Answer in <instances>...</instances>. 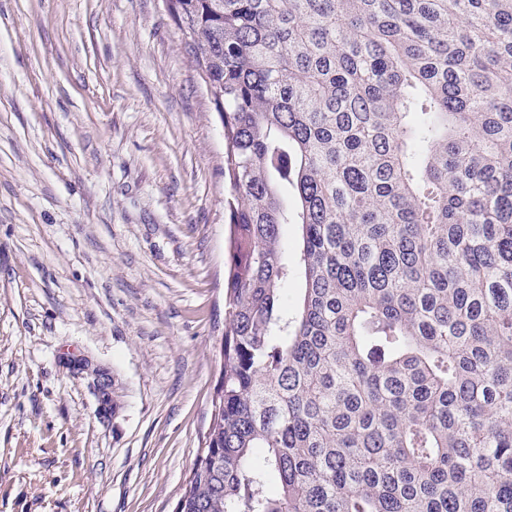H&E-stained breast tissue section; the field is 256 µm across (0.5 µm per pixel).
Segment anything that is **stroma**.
<instances>
[{
	"mask_svg": "<svg viewBox=\"0 0 512 512\" xmlns=\"http://www.w3.org/2000/svg\"><path fill=\"white\" fill-rule=\"evenodd\" d=\"M224 195L166 0H0V512H173L222 365Z\"/></svg>",
	"mask_w": 512,
	"mask_h": 512,
	"instance_id": "1",
	"label": "stroma"
}]
</instances>
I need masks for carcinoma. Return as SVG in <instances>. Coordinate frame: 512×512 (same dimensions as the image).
I'll list each match as a JSON object with an SVG mask.
<instances>
[{
  "mask_svg": "<svg viewBox=\"0 0 512 512\" xmlns=\"http://www.w3.org/2000/svg\"><path fill=\"white\" fill-rule=\"evenodd\" d=\"M172 2L230 231L175 512H512V0Z\"/></svg>",
  "mask_w": 512,
  "mask_h": 512,
  "instance_id": "cac0c4a2",
  "label": "carcinoma"
}]
</instances>
